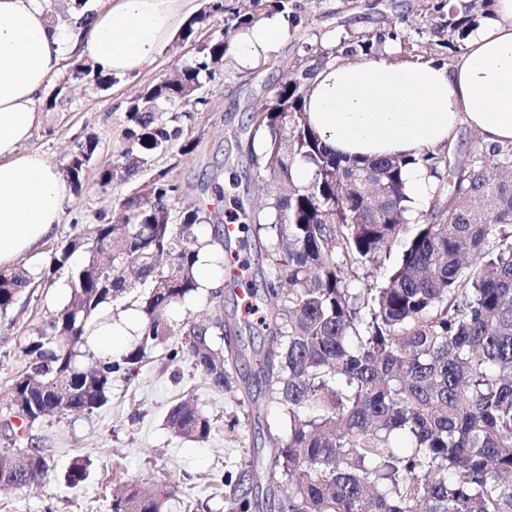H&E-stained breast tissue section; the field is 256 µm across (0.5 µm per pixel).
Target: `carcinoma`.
<instances>
[{
  "instance_id": "obj_1",
  "label": "carcinoma",
  "mask_w": 512,
  "mask_h": 512,
  "mask_svg": "<svg viewBox=\"0 0 512 512\" xmlns=\"http://www.w3.org/2000/svg\"><path fill=\"white\" fill-rule=\"evenodd\" d=\"M436 15L430 36L461 51L471 28L494 0H422ZM295 0H253L248 12L209 0L178 34L198 43L175 79L153 84L157 111L127 102L123 145L100 170L105 188L129 182L155 155H191L198 140L188 122L209 109L203 78L228 58L231 39L263 18L281 16L295 28ZM210 34L198 41L202 31ZM391 31L375 37L350 28L334 46L303 42L296 75L271 90L248 130L259 176H269L265 201L244 209L230 199L229 222H241L242 245L261 242L274 274L251 289L249 328L267 348L257 352L268 398L288 416L287 433L268 435L264 475L287 486L282 512H512V144L463 149L448 140L419 159L436 179L421 222L408 225L405 156L359 161L323 143L305 111L309 80L337 54L386 57ZM73 73L87 89L112 82L94 64ZM98 141L78 144L65 168L82 187ZM303 161L311 174L296 181ZM173 167L118 198L112 221L75 233L50 253L43 278L65 273L70 298L26 336L25 365L0 397V412L29 424L103 406L120 377L138 376L159 346L167 359L190 358L214 390L240 385L244 353L232 342L237 322L217 308L203 321L173 322L169 309L200 289L196 229L217 215L188 203ZM409 232L398 262L380 288H353L359 271ZM85 259L74 264L77 250ZM32 284L21 267L0 268V320ZM140 289V336L119 358L104 356L92 332L115 302ZM223 340L216 344L215 338ZM173 433L208 440L215 425L188 403L166 416ZM407 446L398 447V439ZM50 460L39 448H0V481L40 483ZM243 478L224 473L227 512H258L263 503L241 491ZM174 487L131 488L113 512H162Z\"/></svg>"
}]
</instances>
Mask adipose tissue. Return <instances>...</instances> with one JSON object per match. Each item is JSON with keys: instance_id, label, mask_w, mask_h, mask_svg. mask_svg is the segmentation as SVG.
<instances>
[{"instance_id": "obj_1", "label": "adipose tissue", "mask_w": 512, "mask_h": 512, "mask_svg": "<svg viewBox=\"0 0 512 512\" xmlns=\"http://www.w3.org/2000/svg\"><path fill=\"white\" fill-rule=\"evenodd\" d=\"M185 5L115 0L71 36L54 22L53 0H0V268L36 254L70 198L58 168L24 148L35 104L62 57L77 51L104 72L137 75L164 47ZM287 27L277 16L241 34L240 64L256 66ZM306 110L322 141L340 154L413 157L405 191L410 206H419L432 179L418 158L442 148L459 124L486 145L512 144V0H495L453 62L385 57L326 67L311 83Z\"/></svg>"}]
</instances>
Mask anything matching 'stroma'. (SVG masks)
I'll use <instances>...</instances> for the list:
<instances>
[{
  "instance_id": "stroma-1",
  "label": "stroma",
  "mask_w": 512,
  "mask_h": 512,
  "mask_svg": "<svg viewBox=\"0 0 512 512\" xmlns=\"http://www.w3.org/2000/svg\"><path fill=\"white\" fill-rule=\"evenodd\" d=\"M296 2L301 6V24L278 42L263 62L245 68L231 60L220 75L206 83L210 110L196 122L194 133L200 143L192 157L179 163L170 155L153 159V168L172 167L187 190L188 201L223 213V202L206 188L215 175L227 190L236 182L247 185L248 199L257 200L259 191L247 149V119L262 105L271 87L287 79L299 43L313 41L316 31L336 37L347 28L373 33L392 27L400 35L391 45L397 56L409 57L424 46L431 56L441 54L440 47L429 43L430 20L421 14L419 0H359V7L352 10L345 8L344 0ZM193 54L190 44L170 38L139 75L114 77L111 85L95 93L86 89L84 80L75 78L70 59L62 60L36 104L39 123L26 147L41 152L61 169L78 142L93 137L99 148L85 173L82 190L72 193L56 234L37 256L23 259V267L31 274L40 273L49 253L73 229L85 230L110 221L115 197L126 194L129 187L101 189L98 173L111 164L120 145L126 103L160 77L174 74ZM220 268L217 291L199 289L171 309L173 320L207 316L219 301L226 313L243 311L247 281L237 278L236 262L223 261ZM68 299L66 278L57 276L50 285L27 290L10 312L9 322L0 323V392L24 366L20 338ZM185 399L213 419L217 431L208 441L182 440L167 427L168 410ZM232 419L238 422L235 432H225L224 424ZM285 427L283 411L276 404L268 401L261 414L247 413L234 394L214 391L189 361L169 362L160 347L135 381L116 379L108 401L93 412L51 417L30 427L0 420V448L35 446L44 450L53 465L42 484L0 489V512H112L122 485L144 482L176 485L163 512H225V471L237 474L248 469L250 452L268 456L267 433ZM77 459L86 465L87 477L72 486L65 482L64 474Z\"/></svg>"
}]
</instances>
